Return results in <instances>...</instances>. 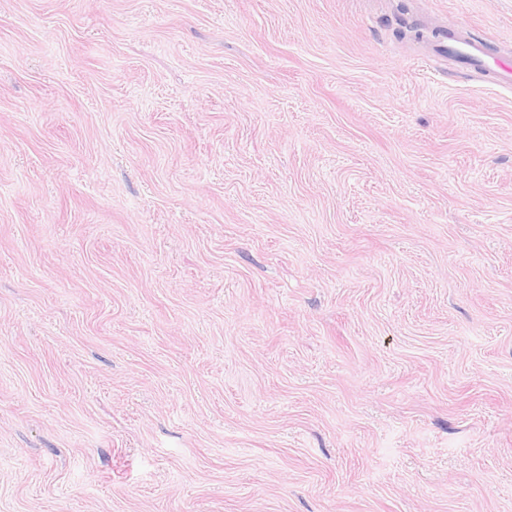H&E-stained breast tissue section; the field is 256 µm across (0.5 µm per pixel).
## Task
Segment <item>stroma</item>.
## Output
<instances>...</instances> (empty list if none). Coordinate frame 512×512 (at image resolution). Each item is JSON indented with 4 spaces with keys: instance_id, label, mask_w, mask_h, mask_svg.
<instances>
[{
    "instance_id": "35a3bbf8",
    "label": "stroma",
    "mask_w": 512,
    "mask_h": 512,
    "mask_svg": "<svg viewBox=\"0 0 512 512\" xmlns=\"http://www.w3.org/2000/svg\"><path fill=\"white\" fill-rule=\"evenodd\" d=\"M512 0H0V512H512ZM448 57L468 66L470 71L483 73L488 71L484 61V43L455 30H448Z\"/></svg>"
}]
</instances>
